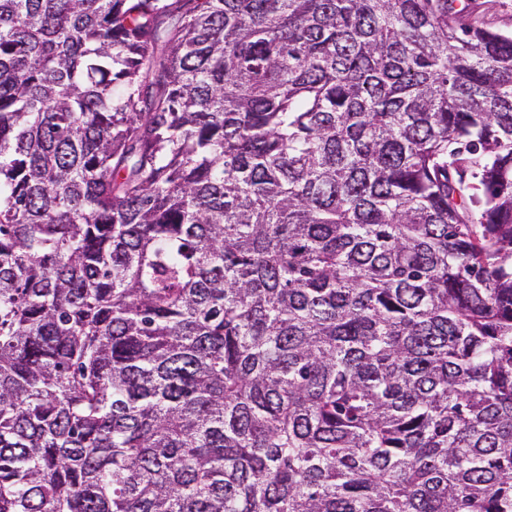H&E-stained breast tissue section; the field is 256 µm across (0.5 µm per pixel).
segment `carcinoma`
<instances>
[{"label": "carcinoma", "instance_id": "1", "mask_svg": "<svg viewBox=\"0 0 512 512\" xmlns=\"http://www.w3.org/2000/svg\"><path fill=\"white\" fill-rule=\"evenodd\" d=\"M0 512H512V33L0 0Z\"/></svg>", "mask_w": 512, "mask_h": 512}]
</instances>
